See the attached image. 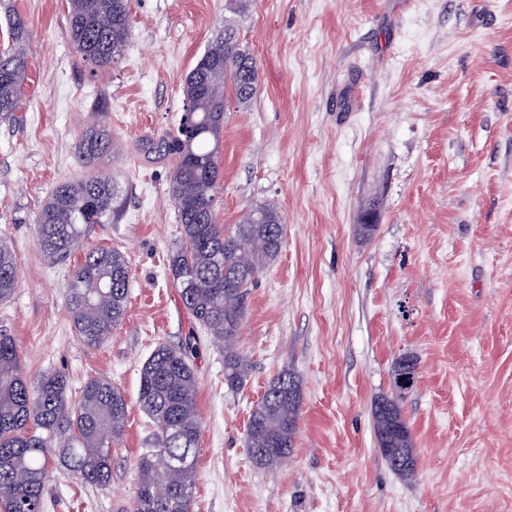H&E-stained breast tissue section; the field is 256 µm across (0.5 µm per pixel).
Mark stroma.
Instances as JSON below:
<instances>
[{"instance_id": "stroma-1", "label": "stroma", "mask_w": 512, "mask_h": 512, "mask_svg": "<svg viewBox=\"0 0 512 512\" xmlns=\"http://www.w3.org/2000/svg\"><path fill=\"white\" fill-rule=\"evenodd\" d=\"M225 3L130 0L126 52L94 70L66 35V0H0V52L10 16L29 28L23 96L0 118V237L18 271L0 334L28 378L65 373L70 402L104 375L128 404L110 484L51 462L44 512H131L154 433L139 373L162 344L188 350L197 380L192 512H512V0H252L238 16L257 92L224 114L217 220L230 228L270 203L285 237L247 299L236 347L250 370L236 390L169 272L176 159L145 150L176 132ZM97 121L114 145L88 168L76 144ZM92 171L118 182L123 205L84 245L123 254L130 288L123 320L89 348L66 307L82 251L47 264L36 219L59 182ZM404 355L418 367L403 399L411 481L382 458L371 414ZM284 370L301 382L299 429L288 460L261 469L249 417Z\"/></svg>"}]
</instances>
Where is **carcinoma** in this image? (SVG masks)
Returning a JSON list of instances; mask_svg holds the SVG:
<instances>
[{
    "label": "carcinoma",
    "instance_id": "cac0c4a2",
    "mask_svg": "<svg viewBox=\"0 0 512 512\" xmlns=\"http://www.w3.org/2000/svg\"><path fill=\"white\" fill-rule=\"evenodd\" d=\"M232 16L185 79L184 94L194 111L183 115L171 137L146 144V152L177 158L169 192L179 244L169 269L179 300L192 319L224 346V382L243 385L247 360L235 348L248 288L280 253L284 225L278 209L249 208L232 230L216 218L221 177L220 135L229 101L246 106L257 91V61L237 37L235 16L249 0H229ZM14 49L0 53V115L16 111L26 73L25 19L9 20ZM67 36L79 58L95 69L116 64L131 40L129 0H68ZM112 152V132L88 128L77 144L78 160L93 166ZM122 207V194L108 176L93 174L59 183L37 218L40 252L51 264L67 261L83 243L88 225L102 224ZM129 270L110 248H91L74 271L66 305L78 339L94 348L108 340L127 307ZM17 266L9 243L0 238V301L13 295ZM66 376L49 372L35 381L24 375L14 340L0 334V512H43L48 454L60 450L68 470L86 483L104 486L112 478V446L122 438L128 415L123 391L106 376L85 382L70 407ZM399 391L372 405L375 438L387 465L405 478L417 471L414 440L403 416ZM141 410L155 425L149 451L138 463L133 512H191L197 479L202 418L197 382L187 353L158 346L144 362L138 389ZM302 403L299 380L283 370L254 406L246 447L259 468L283 462L294 447ZM165 486L167 494L154 491Z\"/></svg>",
    "mask_w": 512,
    "mask_h": 512
}]
</instances>
